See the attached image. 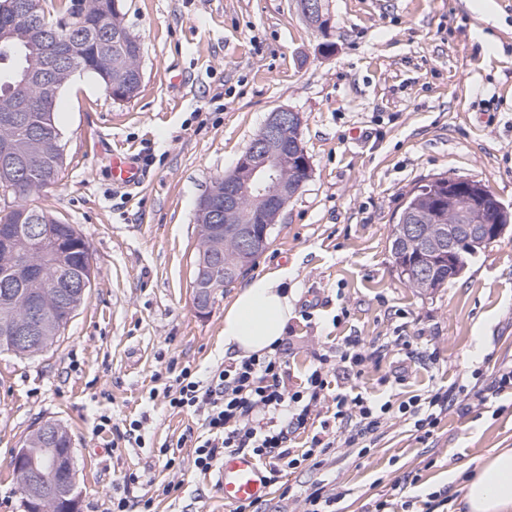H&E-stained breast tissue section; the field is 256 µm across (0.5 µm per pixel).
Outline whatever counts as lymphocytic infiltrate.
<instances>
[{
	"mask_svg": "<svg viewBox=\"0 0 512 512\" xmlns=\"http://www.w3.org/2000/svg\"><path fill=\"white\" fill-rule=\"evenodd\" d=\"M306 385L289 390L284 380L280 354L250 355L216 369L206 379H198L190 368L175 377V388L166 390L170 407L187 410L201 419L203 433L193 441V463L201 473L210 472L219 456L243 451L265 464L269 481L282 473L322 464L338 442L356 446L372 439L387 422L389 405L377 406L363 396L336 395L333 414L336 434H315L309 448L289 446L291 434L307 426L313 412L326 398L331 357L322 353ZM455 398L447 393L431 396L427 408L414 402L398 407L413 417L414 428L430 437L439 417Z\"/></svg>",
	"mask_w": 512,
	"mask_h": 512,
	"instance_id": "1",
	"label": "lymphocytic infiltrate"
}]
</instances>
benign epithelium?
I'll use <instances>...</instances> for the list:
<instances>
[{
	"instance_id": "benign-epithelium-1",
	"label": "benign epithelium",
	"mask_w": 512,
	"mask_h": 512,
	"mask_svg": "<svg viewBox=\"0 0 512 512\" xmlns=\"http://www.w3.org/2000/svg\"><path fill=\"white\" fill-rule=\"evenodd\" d=\"M302 17L323 36H328L331 19L325 0H297ZM17 15L33 21V37L46 40L54 37L56 24L43 16L42 0H15ZM89 9L87 0H80L65 16L67 27L79 30L85 27ZM111 39L130 45L136 58H141L139 41L130 31L116 24L110 28ZM80 46L75 42H63L58 56L70 63L68 73L74 75L83 68L79 63ZM142 81L140 65H135L125 77L123 92L116 100L124 101L137 92ZM39 91L42 111H53L61 85L48 81L43 73L28 71L19 81ZM301 117L290 109H278L268 114L260 132L253 138L237 159L234 167L219 178L222 185L214 186L200 200L198 210L208 215L209 223L199 225V255L208 257L201 263L194 281L193 302L199 313L210 308L224 282L236 279L247 267L250 259L262 254L267 247L270 229L277 223L288 203L302 190L310 174V158L301 142ZM0 167L18 176L34 174L29 164L19 160L13 140H0ZM447 191L437 197L435 212L441 229L431 234L419 221L422 214L409 206L396 218L404 227L409 244L426 258L417 277L426 279L434 258L445 253L454 254L465 246H489L503 238L512 226L502 223L511 215L497 198L491 197L477 180L467 177H450L443 182ZM249 207H244V203ZM19 220L13 226L0 229V244L7 247L17 234H44L45 227L36 223V217L20 208H13ZM233 240L239 249L232 259L225 257V243ZM50 272L61 284L70 288H87V282L77 277L69 268L57 265L51 270L33 268L27 261L19 266V275L25 278H43ZM45 311L37 301L30 303L24 321L0 330V342L12 349L34 351L44 342ZM62 426L43 423L34 429L32 437L41 438L48 448L53 447V436L60 435ZM29 445L18 448L12 465L31 489L28 498L22 500L24 512H76L79 494L76 491L74 448L61 453L48 452L36 460L31 457Z\"/></svg>"
}]
</instances>
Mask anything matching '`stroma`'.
I'll return each mask as SVG.
<instances>
[{"label":"stroma","instance_id":"1","mask_svg":"<svg viewBox=\"0 0 512 512\" xmlns=\"http://www.w3.org/2000/svg\"><path fill=\"white\" fill-rule=\"evenodd\" d=\"M326 5L328 55L295 0H122L142 44L138 94L113 100L89 74L59 92L62 180L34 203L80 231L96 277L49 348L0 352V512H22L11 459L48 420L71 435L79 512H108L120 496L153 499L155 512H232L191 448L173 469L159 456L163 442L200 431L163 391L173 369L204 377L225 361L236 288L196 312L197 206L280 108L300 114L310 177L246 274L291 271L288 388L349 336L369 359L358 373L336 363L319 421L332 418L337 393L396 407L449 389L462 397L512 369V232L428 292L398 278L389 247L407 193L437 176L482 181L512 210V0L482 11L471 0ZM116 150L148 157L138 191L114 186ZM102 415L119 427L142 419L143 443L113 446L95 431ZM501 448H512V392L450 408L423 442L395 411L366 453L340 447L283 474L263 510L304 512L305 491L320 484L335 512H375L384 500L395 512H448L462 496L449 471ZM132 473L138 483H126ZM170 483L176 492L163 495Z\"/></svg>","mask_w":512,"mask_h":512}]
</instances>
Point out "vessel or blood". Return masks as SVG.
Listing matches in <instances>:
<instances>
[{
    "mask_svg": "<svg viewBox=\"0 0 512 512\" xmlns=\"http://www.w3.org/2000/svg\"><path fill=\"white\" fill-rule=\"evenodd\" d=\"M144 178V162L140 155L128 152H113L112 181L117 188L132 190ZM217 484L224 500L235 504L263 500L269 495L270 485L261 462L244 452L226 453L216 470Z\"/></svg>",
    "mask_w": 512,
    "mask_h": 512,
    "instance_id": "1",
    "label": "vessel or blood"
}]
</instances>
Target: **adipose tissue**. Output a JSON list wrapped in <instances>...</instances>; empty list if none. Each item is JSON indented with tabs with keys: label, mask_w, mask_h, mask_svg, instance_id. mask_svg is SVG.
<instances>
[{
	"label": "adipose tissue",
	"mask_w": 512,
	"mask_h": 512,
	"mask_svg": "<svg viewBox=\"0 0 512 512\" xmlns=\"http://www.w3.org/2000/svg\"><path fill=\"white\" fill-rule=\"evenodd\" d=\"M288 268L246 279L224 312V352L240 359L273 352L294 311ZM465 512H512V448L477 459L466 475Z\"/></svg>",
	"instance_id": "ef3b65f1"
}]
</instances>
